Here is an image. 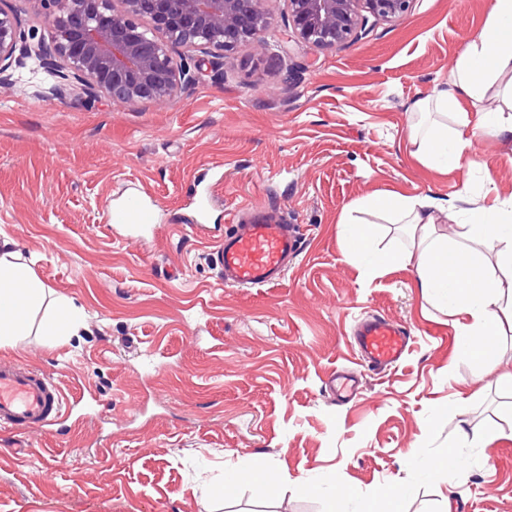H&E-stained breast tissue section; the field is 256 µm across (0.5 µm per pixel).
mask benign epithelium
<instances>
[{
    "label": "benign epithelium",
    "mask_w": 512,
    "mask_h": 512,
    "mask_svg": "<svg viewBox=\"0 0 512 512\" xmlns=\"http://www.w3.org/2000/svg\"><path fill=\"white\" fill-rule=\"evenodd\" d=\"M122 4L121 9L114 2ZM48 38L31 43L10 0H0V87L34 60L48 77L41 94L86 101L101 97L158 106L180 94L204 68L264 39L268 0H253L251 17L239 0H32ZM286 41L332 48L360 39L369 18L401 22L415 0H286ZM192 53L188 64L179 50Z\"/></svg>",
    "instance_id": "7a95c632"
}]
</instances>
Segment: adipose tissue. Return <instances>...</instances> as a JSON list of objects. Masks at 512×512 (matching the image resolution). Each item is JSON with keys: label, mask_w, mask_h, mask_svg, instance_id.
I'll return each mask as SVG.
<instances>
[{"label": "adipose tissue", "mask_w": 512, "mask_h": 512, "mask_svg": "<svg viewBox=\"0 0 512 512\" xmlns=\"http://www.w3.org/2000/svg\"><path fill=\"white\" fill-rule=\"evenodd\" d=\"M495 110H483L486 99ZM411 112V144L427 165L454 168L470 160L480 136L512 134V0H493L480 32L459 53L447 87L416 101ZM362 209L407 225L409 250L381 253L365 270L378 276L399 264H413L417 283L431 301L449 306L458 317L456 347L480 364L497 369L500 316H512V198L490 206L453 212L466 250L444 242L437 213L447 204L431 198H405L383 192L363 201ZM494 245L497 274L486 272V245ZM45 286L15 251L0 248V347H8L30 327L32 312L44 300Z\"/></svg>", "instance_id": "obj_1"}]
</instances>
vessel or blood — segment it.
I'll return each mask as SVG.
<instances>
[{"label": "vessel or blood", "mask_w": 512, "mask_h": 512, "mask_svg": "<svg viewBox=\"0 0 512 512\" xmlns=\"http://www.w3.org/2000/svg\"><path fill=\"white\" fill-rule=\"evenodd\" d=\"M114 237L146 244L159 229L158 213L138 192L124 191L108 213ZM234 230L221 236L213 258L229 288L270 287L281 282L288 262L301 249V236L286 219L250 208L233 217ZM410 338L405 327L381 316L361 320L350 339L353 351L370 368L401 362ZM69 404L51 374L14 360L0 361V429H51L68 415Z\"/></svg>", "instance_id": "1"}]
</instances>
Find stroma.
I'll return each instance as SVG.
<instances>
[{
  "instance_id": "1",
  "label": "stroma",
  "mask_w": 512,
  "mask_h": 512,
  "mask_svg": "<svg viewBox=\"0 0 512 512\" xmlns=\"http://www.w3.org/2000/svg\"><path fill=\"white\" fill-rule=\"evenodd\" d=\"M492 0H416L405 22L369 21L362 39L281 52L286 6L268 0L264 48L240 47L173 101L79 104L35 95L29 69L0 88V242L31 261L53 295L15 345L84 406L50 431H0V512H226L224 475L255 462L288 477L242 481L236 512H365L374 488L399 482L405 512H512V323L487 371L456 350L448 311L411 268L364 277L347 261L346 206L374 192L480 199L512 195V138H482L454 169L422 164L409 143L412 103L447 85ZM155 201L147 245L105 222L122 188ZM212 192L209 223L229 230L245 205L285 212L304 242L287 277L228 288L210 241L176 232L194 221L195 189ZM80 321L61 343L44 327L52 301ZM411 335L403 361L374 371L347 344L368 314ZM359 388L337 403L328 376ZM457 405L461 422L443 406ZM497 430L433 476L404 455L439 454L461 428ZM325 480L336 504L296 486Z\"/></svg>"
}]
</instances>
